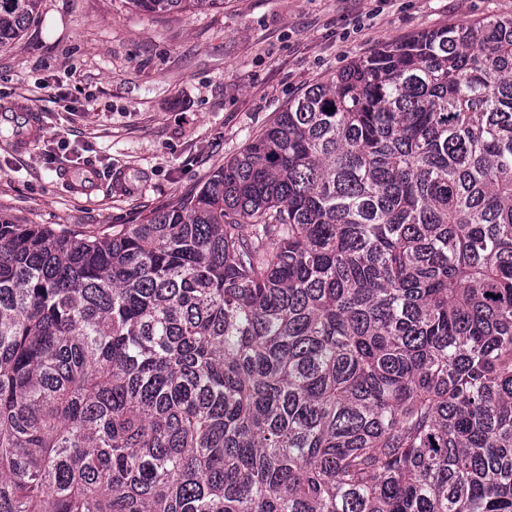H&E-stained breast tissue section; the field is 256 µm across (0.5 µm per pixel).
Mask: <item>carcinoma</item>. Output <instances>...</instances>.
Returning a JSON list of instances; mask_svg holds the SVG:
<instances>
[{
  "instance_id": "carcinoma-1",
  "label": "carcinoma",
  "mask_w": 512,
  "mask_h": 512,
  "mask_svg": "<svg viewBox=\"0 0 512 512\" xmlns=\"http://www.w3.org/2000/svg\"><path fill=\"white\" fill-rule=\"evenodd\" d=\"M0 512H512V16L350 62L142 224L1 217Z\"/></svg>"
}]
</instances>
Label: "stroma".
Masks as SVG:
<instances>
[{
    "mask_svg": "<svg viewBox=\"0 0 512 512\" xmlns=\"http://www.w3.org/2000/svg\"><path fill=\"white\" fill-rule=\"evenodd\" d=\"M490 16H512V0H224L170 15L129 0H41L0 45V101L28 102L40 123L27 151L0 137V216L83 232L141 223L352 60ZM88 170L95 182L76 191Z\"/></svg>",
    "mask_w": 512,
    "mask_h": 512,
    "instance_id": "obj_1",
    "label": "stroma"
}]
</instances>
